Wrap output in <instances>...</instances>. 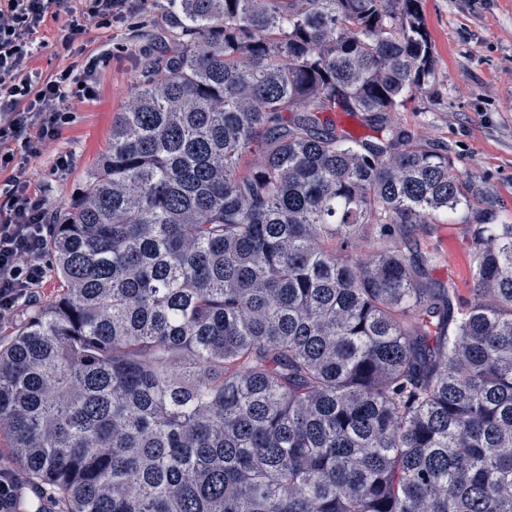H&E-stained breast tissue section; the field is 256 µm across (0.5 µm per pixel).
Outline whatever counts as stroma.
Returning a JSON list of instances; mask_svg holds the SVG:
<instances>
[{
    "label": "stroma",
    "mask_w": 512,
    "mask_h": 512,
    "mask_svg": "<svg viewBox=\"0 0 512 512\" xmlns=\"http://www.w3.org/2000/svg\"><path fill=\"white\" fill-rule=\"evenodd\" d=\"M423 16L435 45L437 91L412 99L391 119L447 152L464 179L483 192L473 209L441 216L431 237L442 255L434 277L455 282L464 300L474 304L478 297L463 227L479 218L512 223V0H423ZM66 33L65 18L47 19L31 66L45 77L69 67L79 75L87 58H96L97 95L74 103L59 138L31 160V182L53 219L85 190L111 138L112 120L139 78L141 58L172 42L164 0H142L123 22L109 27L88 25L79 38L83 52L65 49ZM63 154L72 161L61 171L55 161ZM60 294L59 280L48 275L34 302L0 323V344Z\"/></svg>",
    "instance_id": "stroma-1"
}]
</instances>
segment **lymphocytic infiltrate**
<instances>
[{"label": "lymphocytic infiltrate", "mask_w": 512, "mask_h": 512, "mask_svg": "<svg viewBox=\"0 0 512 512\" xmlns=\"http://www.w3.org/2000/svg\"><path fill=\"white\" fill-rule=\"evenodd\" d=\"M134 0H0V320L25 303L47 278V243L54 232L45 201L31 188L30 159L39 144L56 140L72 100L95 95L90 75L64 70L46 79L28 66L34 36L47 17L67 18L66 44L89 22L122 20Z\"/></svg>", "instance_id": "obj_1"}]
</instances>
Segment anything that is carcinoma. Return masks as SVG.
<instances>
[{"label": "carcinoma", "instance_id": "cac0c4a2", "mask_svg": "<svg viewBox=\"0 0 512 512\" xmlns=\"http://www.w3.org/2000/svg\"><path fill=\"white\" fill-rule=\"evenodd\" d=\"M165 10L0 347L10 461L52 512H512V224L466 225L465 304L417 230L482 192L329 116L431 91L422 0Z\"/></svg>", "mask_w": 512, "mask_h": 512}]
</instances>
